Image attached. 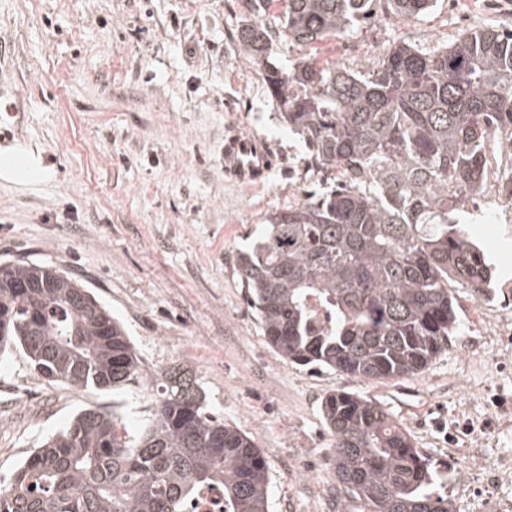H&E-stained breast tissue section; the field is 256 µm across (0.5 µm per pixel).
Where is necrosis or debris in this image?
I'll return each mask as SVG.
<instances>
[{
  "label": "necrosis or debris",
  "instance_id": "4bbe7bcc",
  "mask_svg": "<svg viewBox=\"0 0 512 512\" xmlns=\"http://www.w3.org/2000/svg\"><path fill=\"white\" fill-rule=\"evenodd\" d=\"M486 178L503 237L512 236V135L492 131L485 146ZM475 346L468 361H483L505 371L512 367V279L473 293ZM469 415L448 424L451 472L448 497L468 512H512V449L498 447L512 435V390L481 386L467 396Z\"/></svg>",
  "mask_w": 512,
  "mask_h": 512
}]
</instances>
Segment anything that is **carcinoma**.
I'll return each instance as SVG.
<instances>
[{
    "label": "carcinoma",
    "mask_w": 512,
    "mask_h": 512,
    "mask_svg": "<svg viewBox=\"0 0 512 512\" xmlns=\"http://www.w3.org/2000/svg\"><path fill=\"white\" fill-rule=\"evenodd\" d=\"M407 19L436 0H287L280 30L246 23V57L264 63L277 33L312 48L368 22L377 6ZM288 129L338 184L260 225L237 269L267 344L285 361L370 383L425 373L458 333L448 283L491 279L457 217L485 190L489 132L512 126V30L465 31L423 50L402 40L361 73L309 57L266 64ZM0 352L19 347L51 382L77 391L148 388L151 412L130 429L119 404L90 405L0 485V512H189L204 489L221 512H270L266 458L208 407L193 371L155 377L124 325L66 272L27 288L41 264L5 260ZM87 297L83 306L73 295ZM326 312L321 322L311 306ZM321 414L336 483L362 512H453L440 466L372 401L336 390Z\"/></svg>",
    "instance_id": "carcinoma-1"
}]
</instances>
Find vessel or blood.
<instances>
[{
    "label": "vessel or blood",
    "instance_id": "obj_1",
    "mask_svg": "<svg viewBox=\"0 0 512 512\" xmlns=\"http://www.w3.org/2000/svg\"><path fill=\"white\" fill-rule=\"evenodd\" d=\"M274 156L267 143L258 137L237 131L224 137V176L233 183L251 184L273 169Z\"/></svg>",
    "mask_w": 512,
    "mask_h": 512
}]
</instances>
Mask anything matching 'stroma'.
<instances>
[{
	"label": "stroma",
	"mask_w": 512,
	"mask_h": 512,
	"mask_svg": "<svg viewBox=\"0 0 512 512\" xmlns=\"http://www.w3.org/2000/svg\"><path fill=\"white\" fill-rule=\"evenodd\" d=\"M253 19L247 0H0V126L18 131L5 150L41 172L0 175V260L41 262L91 288L148 372L192 368L211 410L263 452L272 512H336L324 396L364 395L444 463L465 387L512 388V373L468 375L457 340L423 375L385 384L295 366L268 346L237 253L269 213L327 184L238 43ZM490 26L512 28V0H438L414 19L380 10L315 49L278 41L272 60L312 55L362 72L396 41L433 49ZM230 128L266 140L276 166L263 184L225 180ZM490 208L480 198L462 220L497 276L512 278V239ZM102 401L46 382L23 352L0 355V479Z\"/></svg>",
	"instance_id": "35a3bbf8"
}]
</instances>
